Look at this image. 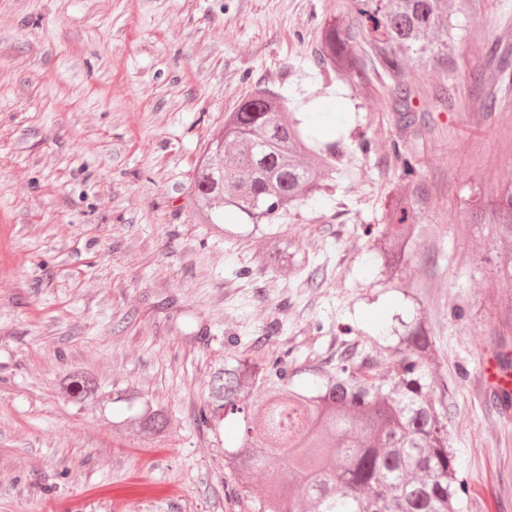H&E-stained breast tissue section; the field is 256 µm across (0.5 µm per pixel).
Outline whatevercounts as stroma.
<instances>
[{"label":"stroma","instance_id":"obj_1","mask_svg":"<svg viewBox=\"0 0 512 512\" xmlns=\"http://www.w3.org/2000/svg\"><path fill=\"white\" fill-rule=\"evenodd\" d=\"M339 14L352 18L353 0H0V512H247L224 469L236 429L201 417L214 371L237 351L291 363L312 342L329 354L341 324L370 344L402 311L400 294L370 287L356 232L379 223L398 176L393 101L311 62ZM461 24L456 72L408 73L422 91L413 109L438 124L413 146L437 192L428 219L450 226L452 249L470 235L472 190L512 179V104L482 116L469 78L488 44L512 46V0H472ZM257 84L341 121L332 197L279 221L326 269L319 288L253 266L256 239L215 235L190 206L213 132ZM363 136L376 156L358 150ZM439 288L478 310L443 339L461 512H512V416L486 407L478 370L508 290L457 266ZM74 369L110 401L64 399L58 380ZM133 392L167 406L160 441L113 431Z\"/></svg>","mask_w":512,"mask_h":512}]
</instances>
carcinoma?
<instances>
[{
	"mask_svg": "<svg viewBox=\"0 0 512 512\" xmlns=\"http://www.w3.org/2000/svg\"><path fill=\"white\" fill-rule=\"evenodd\" d=\"M469 0H356L354 18L336 16L319 28L315 64L330 69L368 95L373 82L389 85L398 117L390 149L399 169L381 223L364 224L366 262L374 284L402 294L404 312L380 331L384 344L371 349L341 326L336 353L299 366L224 358L209 397L214 411L237 427L224 448V469L236 478L239 496L254 512H458L466 486L450 449L448 360L439 337L448 326L472 321L469 302L448 306L431 291L448 277L447 233L426 220L434 188L423 179L409 146L436 130L430 114L411 108L416 93L407 72L416 62L455 70L457 14ZM332 141L319 138L309 114L297 118L285 99L256 86L228 113L193 181L198 219L218 235L233 236L224 221L239 219L263 241L261 259L277 269L306 264L304 246L284 241L275 223L288 206L329 195L339 171ZM487 252L468 250L467 261L512 280V182L479 192L471 218ZM490 338L501 373L512 378V298ZM392 350L382 364L378 351ZM59 389L81 403L102 397L97 379L67 373ZM130 414L113 422L139 440H159L169 428L168 408L150 397H128ZM487 404L498 415L512 410V390L493 386ZM286 460L290 480H275L250 497L256 469Z\"/></svg>",
	"mask_w": 512,
	"mask_h": 512,
	"instance_id": "obj_1",
	"label": "carcinoma"
}]
</instances>
